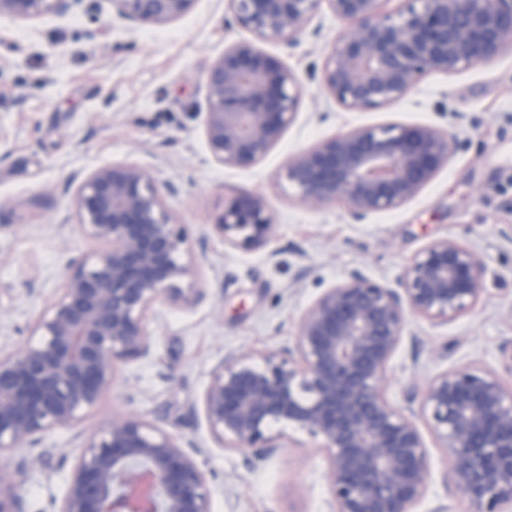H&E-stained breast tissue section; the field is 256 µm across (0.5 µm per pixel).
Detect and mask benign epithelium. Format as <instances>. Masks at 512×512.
Wrapping results in <instances>:
<instances>
[{"mask_svg": "<svg viewBox=\"0 0 512 512\" xmlns=\"http://www.w3.org/2000/svg\"><path fill=\"white\" fill-rule=\"evenodd\" d=\"M86 0H0V17L72 16ZM131 25L164 26L196 0H110ZM253 39L224 50L206 76V142L221 166L262 162L293 122L297 73L257 42L298 43L327 9L344 25L326 50L320 81L348 110L386 106L427 73L454 74L512 49V0H228ZM459 146L453 127L359 126L288 159L283 178L310 207L340 201L355 222L414 199ZM75 227L95 245L65 265L62 288L34 321L23 347L0 351V456L38 448L57 431L79 438L56 512H210L211 493L194 441L133 413L97 432L77 431L112 388L118 367L152 350L146 323L163 303L196 304L182 287L195 258L149 168L108 163L86 172L72 195ZM213 229L224 243L258 248L278 233L265 200L233 198ZM484 267L454 237L435 239L409 260L398 286L346 273L304 310L294 342L257 356L227 353L211 371L201 412L221 448L250 464L281 448L276 427L307 433L326 461L330 512H415L429 486L424 421L448 457L445 480L465 512H512V383L475 366L449 368L410 387L407 406L386 394L387 372L409 317L448 323L484 292ZM419 412H414L413 405ZM19 466H0V512H25Z\"/></svg>", "mask_w": 512, "mask_h": 512, "instance_id": "benign-epithelium-1", "label": "benign epithelium"}]
</instances>
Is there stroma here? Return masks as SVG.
<instances>
[{"label":"stroma","mask_w":512,"mask_h":512,"mask_svg":"<svg viewBox=\"0 0 512 512\" xmlns=\"http://www.w3.org/2000/svg\"><path fill=\"white\" fill-rule=\"evenodd\" d=\"M225 0H197L186 17L162 27L129 26L110 0L88 12L27 22L0 18V350L22 346L63 282L67 258L92 245L66 223L74 174L112 162L153 169L177 223L196 249L192 305L161 304L147 324L152 354L120 366L110 392L80 431H97L113 413L132 411L200 448L211 512H328L326 462L307 434L286 431L283 449L256 467L245 454L218 447L200 401L210 371L229 351L274 352L291 343L303 310L352 269L396 285L412 255L451 236L483 263L476 308L447 324L409 317L405 341L387 373V393L402 402L456 365L499 369L512 340V50L445 75L426 74L401 100L363 111L344 109L323 88L319 68L344 29L318 13L295 47L264 51L296 71L302 95L294 122L264 161L249 169L218 165L206 143L205 78L225 47L249 32L224 23ZM454 127L462 146L412 201L350 222L336 202L310 208L284 191L289 156L358 126ZM265 199L278 234L259 249L226 245L212 229L232 198ZM49 467L17 476L27 512H55L75 456L72 432L44 442ZM431 480L418 512L466 504L444 481L448 466L430 448Z\"/></svg>","instance_id":"stroma-1"}]
</instances>
